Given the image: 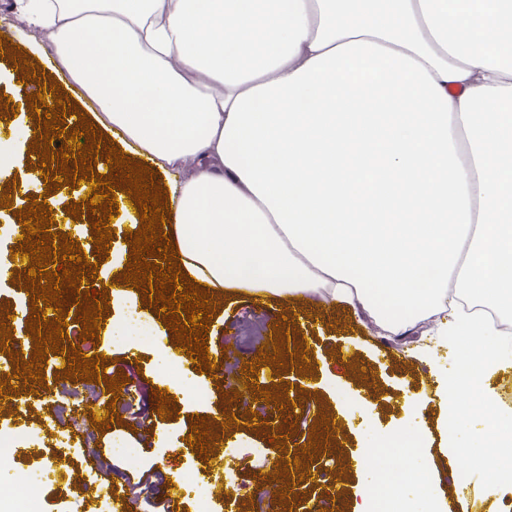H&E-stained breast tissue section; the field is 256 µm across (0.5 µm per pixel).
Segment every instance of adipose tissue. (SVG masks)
Masks as SVG:
<instances>
[{
	"instance_id": "ef3b65f1",
	"label": "adipose tissue",
	"mask_w": 512,
	"mask_h": 512,
	"mask_svg": "<svg viewBox=\"0 0 512 512\" xmlns=\"http://www.w3.org/2000/svg\"><path fill=\"white\" fill-rule=\"evenodd\" d=\"M96 122L166 184L185 279L332 299L386 339L449 341L446 433L487 500L512 410V0H14ZM387 468L421 426L376 429ZM485 385L496 393L501 408L512 409V367L493 376Z\"/></svg>"
}]
</instances>
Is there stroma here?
<instances>
[{
	"mask_svg": "<svg viewBox=\"0 0 512 512\" xmlns=\"http://www.w3.org/2000/svg\"><path fill=\"white\" fill-rule=\"evenodd\" d=\"M0 27L12 35L11 48L0 50V135L11 136V123L18 116L38 121V113L21 114L18 98L28 97L42 84L53 83L66 107L95 112L96 107L75 90L66 73L48 65L49 56L36 49L28 27L19 14L0 0ZM28 146L17 145L11 173L13 181L29 187L30 194L53 190L58 202L66 203L78 194L76 184H62L53 177V168L31 171L26 165ZM23 205L0 208V264L15 267L18 250L28 233L22 222ZM112 293L98 318L102 334L98 348L89 350L88 359L99 360L106 377H125L118 397L99 394L100 380L70 379L58 373L59 354L45 360L44 385L34 388L27 382L23 366L28 362L31 333L27 321L14 318L16 309L30 307L36 295L31 290L28 272L16 274L0 283V326L9 327L11 341L0 345V373L10 376L17 403L0 402V442L8 446L0 459V484L36 485L29 512H110L113 488H140L143 497L134 501L132 512H196L200 499H208L213 512H279L284 487L272 467L279 453L276 443L258 435L252 422L267 414L293 426L299 446L310 453L321 450L311 441L312 424L318 415L330 417L341 456H356L375 438L360 418H348L343 405L359 397L372 406L377 426L392 428L415 415L428 431L420 453L430 461L431 484L443 512H512V485L503 486L491 502L474 500L471 482H459L467 473L466 460L448 456L442 430L443 409L434 400L431 368L453 366L450 346L436 349L435 363L426 366L411 358L407 350L415 344H389L375 325L361 326L342 305L332 307L310 303L316 315L314 329L287 325L290 304L280 298H262L252 290L237 288L225 293L215 305L208 323L205 342L212 364L221 366L222 378L201 372L198 364L186 361L181 369L200 393L186 401L172 391L167 379L175 358V335L137 338L136 353H127L122 338L114 336L112 326L128 311L119 295L125 288L120 272L111 275ZM289 334L287 353L291 359H305L310 372L295 369L282 372V384L289 401L283 407H265L252 400L241 402L238 393L260 382L253 368L270 352L272 337ZM353 347L355 363L366 366L372 386L358 385L354 365H347L340 354ZM387 357L376 360L375 348ZM223 396L233 417L223 431L213 433L224 453V480L249 486L245 498L218 494L196 444L188 442L193 425L208 415L214 396ZM115 404L113 414L104 407ZM166 443L157 446V433ZM323 464L342 486V494L328 506V512H355L361 501L359 487L374 481L372 462L360 469L335 471L331 459ZM173 469L181 480L179 501L169 502L164 472Z\"/></svg>",
	"mask_w": 512,
	"mask_h": 512,
	"instance_id": "35a3bbf8",
	"label": "stroma"
}]
</instances>
